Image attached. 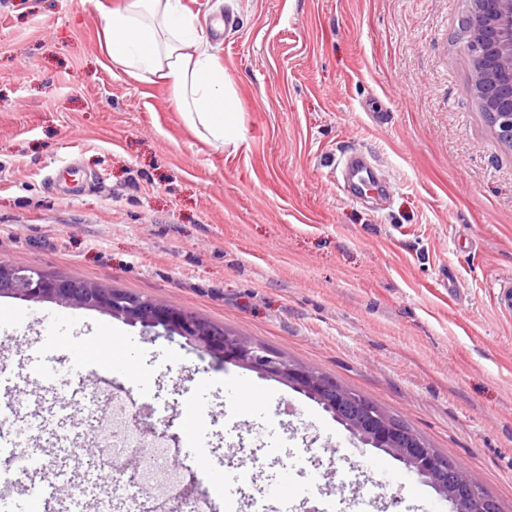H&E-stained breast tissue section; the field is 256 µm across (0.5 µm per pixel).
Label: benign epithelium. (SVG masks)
Here are the masks:
<instances>
[{
	"instance_id": "benign-epithelium-1",
	"label": "benign epithelium",
	"mask_w": 512,
	"mask_h": 512,
	"mask_svg": "<svg viewBox=\"0 0 512 512\" xmlns=\"http://www.w3.org/2000/svg\"><path fill=\"white\" fill-rule=\"evenodd\" d=\"M460 31L471 65L470 94L499 142L512 148V0H466ZM0 294L31 302L55 301L97 309L132 325L162 327L200 354L234 364L303 393L361 443H372L453 505L455 512H487L467 475L447 468L423 439L372 402L323 374L203 319L148 298L86 280L48 276L27 265H0Z\"/></svg>"
}]
</instances>
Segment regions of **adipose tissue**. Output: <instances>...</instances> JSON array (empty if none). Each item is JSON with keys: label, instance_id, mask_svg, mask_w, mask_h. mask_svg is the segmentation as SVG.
Wrapping results in <instances>:
<instances>
[{"label": "adipose tissue", "instance_id": "ef3b65f1", "mask_svg": "<svg viewBox=\"0 0 512 512\" xmlns=\"http://www.w3.org/2000/svg\"><path fill=\"white\" fill-rule=\"evenodd\" d=\"M103 16L113 67L142 82L167 83L185 121L209 145H239L235 87L182 0H122Z\"/></svg>", "mask_w": 512, "mask_h": 512}]
</instances>
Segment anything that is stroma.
<instances>
[{"instance_id":"1","label":"stroma","mask_w":512,"mask_h":512,"mask_svg":"<svg viewBox=\"0 0 512 512\" xmlns=\"http://www.w3.org/2000/svg\"><path fill=\"white\" fill-rule=\"evenodd\" d=\"M237 90L244 140L217 149L184 121L162 83L113 68L93 0H0V264L103 283L193 313L355 390L402 420L512 512V149L470 95L457 36L464 0H183ZM365 155L387 197L346 196L342 155ZM22 317L0 333L20 450L37 476L6 494L56 487L52 512H138L144 488L92 486L89 447L106 402L143 388L190 430L217 423L204 476L176 461L181 490L234 484L305 494L296 461L311 445L338 512L378 476L369 512H452L388 454L276 380L200 356L92 309L0 295ZM111 332L130 358L117 375L79 364L75 345ZM64 385L39 382L32 361ZM258 391L254 407L231 386Z\"/></svg>"}]
</instances>
